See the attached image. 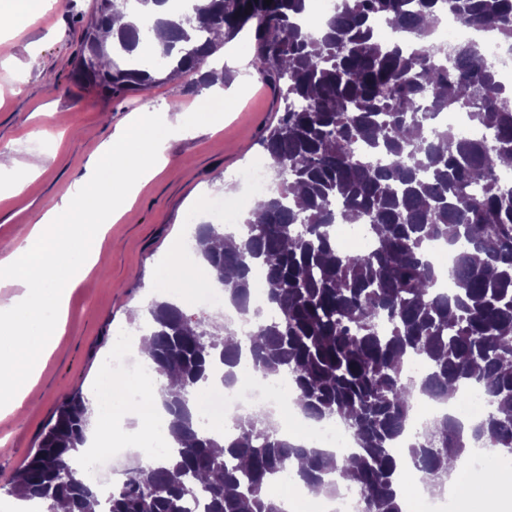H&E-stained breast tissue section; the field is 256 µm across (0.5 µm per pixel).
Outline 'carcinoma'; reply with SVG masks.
Returning a JSON list of instances; mask_svg holds the SVG:
<instances>
[{
	"label": "carcinoma",
	"mask_w": 512,
	"mask_h": 512,
	"mask_svg": "<svg viewBox=\"0 0 512 512\" xmlns=\"http://www.w3.org/2000/svg\"><path fill=\"white\" fill-rule=\"evenodd\" d=\"M306 0H195L177 16L145 10L112 47L103 32L125 0H95L76 75L87 92L112 99L185 76L223 44L249 32L254 74L284 104L261 146L279 191L253 203L241 244L217 249L212 224L196 234V252L233 303L245 307L252 269L273 315L249 335L254 367L293 381L291 399L317 420L340 422L357 443L349 456L278 436L264 415L238 420L224 452L199 429L190 393L222 364L237 377L240 342L219 322L192 320L174 304L149 310L150 359L160 378L168 429L179 447L128 469L101 512H190L201 492L205 512H284L273 484L289 474L336 494L362 493L363 512H403L395 441L409 425L416 393L448 401L469 385L490 410L463 439L446 415L407 448L435 487L446 485L481 442L512 457V184L496 172L512 163V87L471 38L451 48L432 43L443 14L469 31L493 30L512 42V0H337L322 34L301 21ZM386 20L398 40L380 39ZM465 112L489 133L475 139L442 124ZM342 219L374 234L357 254L336 243ZM457 247L456 287L436 291L424 251L430 241ZM387 317L389 333L379 331ZM426 365L407 375V358ZM88 400L66 397L10 493L39 499L47 512H92L96 489L72 465L86 443ZM306 467L295 472L291 460Z\"/></svg>",
	"instance_id": "obj_1"
}]
</instances>
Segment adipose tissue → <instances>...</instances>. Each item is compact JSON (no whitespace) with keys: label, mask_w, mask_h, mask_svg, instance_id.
Masks as SVG:
<instances>
[{"label":"adipose tissue","mask_w":512,"mask_h":512,"mask_svg":"<svg viewBox=\"0 0 512 512\" xmlns=\"http://www.w3.org/2000/svg\"><path fill=\"white\" fill-rule=\"evenodd\" d=\"M159 124L149 109L130 116L95 152L107 178H94L44 208L23 243L0 244V279L20 287L0 306V389L10 394L6 411L21 408L64 332L70 292L97 264L95 241L165 165L164 140L152 133ZM112 390L108 403L89 404V440L130 421L136 431L151 430L164 412L157 385L119 378ZM133 390L150 401L151 416L132 413L128 394Z\"/></svg>","instance_id":"obj_1"}]
</instances>
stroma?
I'll use <instances>...</instances> for the list:
<instances>
[{"label": "stroma", "instance_id": "1", "mask_svg": "<svg viewBox=\"0 0 512 512\" xmlns=\"http://www.w3.org/2000/svg\"><path fill=\"white\" fill-rule=\"evenodd\" d=\"M14 0H0V150L17 161L42 154L44 168L19 193L0 198V243H20L36 213L86 178L99 144L145 106L175 120L186 111L220 112L224 127L198 126L173 133L165 143V168L141 188L135 203L112 225L99 248L96 268L70 293L69 316L53 355L21 409L0 411V512L11 507V481L36 448L58 402L79 390L90 394L103 376L118 328L137 329L143 300L159 290L180 295L181 276L166 272L167 252L187 225L208 220V196L241 194L233 173L265 155L259 141L281 104L258 82L245 40L227 44L237 57L230 98L202 100L187 82H163L121 98L85 92L75 77L77 54L94 0H27L24 26L11 17Z\"/></svg>", "mask_w": 512, "mask_h": 512}]
</instances>
